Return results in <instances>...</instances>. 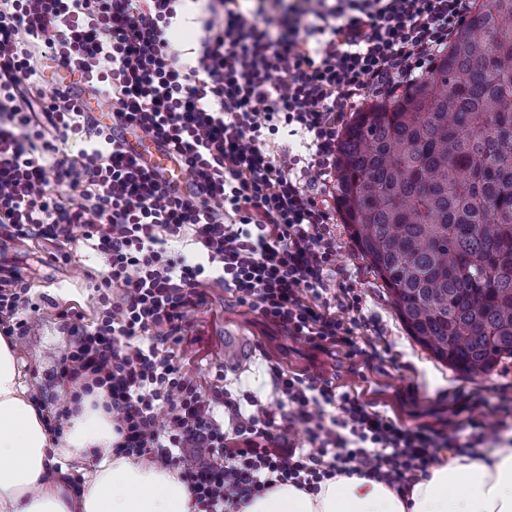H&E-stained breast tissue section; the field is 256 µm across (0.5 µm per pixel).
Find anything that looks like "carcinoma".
Segmentation results:
<instances>
[{
	"instance_id": "obj_1",
	"label": "carcinoma",
	"mask_w": 512,
	"mask_h": 512,
	"mask_svg": "<svg viewBox=\"0 0 512 512\" xmlns=\"http://www.w3.org/2000/svg\"><path fill=\"white\" fill-rule=\"evenodd\" d=\"M336 206L409 336L512 364V0H474L428 75L355 113Z\"/></svg>"
}]
</instances>
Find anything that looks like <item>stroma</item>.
Returning <instances> with one entry per match:
<instances>
[{
  "label": "stroma",
  "mask_w": 512,
  "mask_h": 512,
  "mask_svg": "<svg viewBox=\"0 0 512 512\" xmlns=\"http://www.w3.org/2000/svg\"><path fill=\"white\" fill-rule=\"evenodd\" d=\"M333 231L336 266L356 279L367 301L366 324L352 328L359 353L345 347L322 351L287 336L246 307L226 305L223 287L212 285L207 304L189 313L187 336L175 348L184 371L203 383V398H210L209 385L220 377L234 393L251 394L276 407L278 396L265 374L267 364L272 363L291 373L322 375L334 386L359 393L365 402L385 409L409 427L433 425L447 418L448 400L453 396L483 395L485 413L498 416L499 396H512V367L464 376L437 361L408 336L380 279L359 254L345 224L335 222ZM66 251L67 258H58L56 247L41 239L0 245V277L20 274L39 306L27 315L29 335L18 337L17 343L23 352L26 381L49 411L65 398L52 378L53 368L69 344L60 314L73 307L85 321H93L99 297L91 278L105 269L103 257L80 243L68 245ZM228 346L238 353L231 363L224 360Z\"/></svg>",
  "instance_id": "stroma-1"
}]
</instances>
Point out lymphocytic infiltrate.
<instances>
[{"label": "lymphocytic infiltrate", "instance_id": "lymphocytic-infiltrate-1", "mask_svg": "<svg viewBox=\"0 0 512 512\" xmlns=\"http://www.w3.org/2000/svg\"><path fill=\"white\" fill-rule=\"evenodd\" d=\"M184 0H0V238L75 239L103 256L96 323L62 312L71 338L53 378L102 390L122 439L117 452L179 469L204 512H236L282 483L311 492L359 474L408 493L440 450L484 445L507 427L473 400L470 432L454 420L411 428L318 375L270 366L277 410L183 372L174 347L188 312L224 292L315 348H356L346 318H363L355 282L337 274L324 177L350 113L429 72L471 0H206L211 18L179 53ZM223 18L216 29L215 18ZM74 75L48 109L31 95L41 60ZM107 91L100 123L83 88ZM297 150H274L278 134ZM86 147L64 152L72 138ZM147 138L193 181L180 186L137 150ZM67 182L79 203L57 200ZM190 240L192 263L171 243ZM18 278L0 281V322L18 335L31 306ZM223 406L228 422L215 416ZM303 431L305 446L290 435Z\"/></svg>", "mask_w": 512, "mask_h": 512}]
</instances>
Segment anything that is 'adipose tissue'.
Here are the masks:
<instances>
[{"label":"adipose tissue","instance_id":"obj_1","mask_svg":"<svg viewBox=\"0 0 512 512\" xmlns=\"http://www.w3.org/2000/svg\"><path fill=\"white\" fill-rule=\"evenodd\" d=\"M23 367L14 339L0 335V512H202L176 471L116 452L112 418L91 397L51 433ZM91 452L99 460L83 490L72 493L51 466ZM239 512H512V444L486 459L434 465L406 498L353 474L322 482L314 494L279 484Z\"/></svg>","mask_w":512,"mask_h":512}]
</instances>
